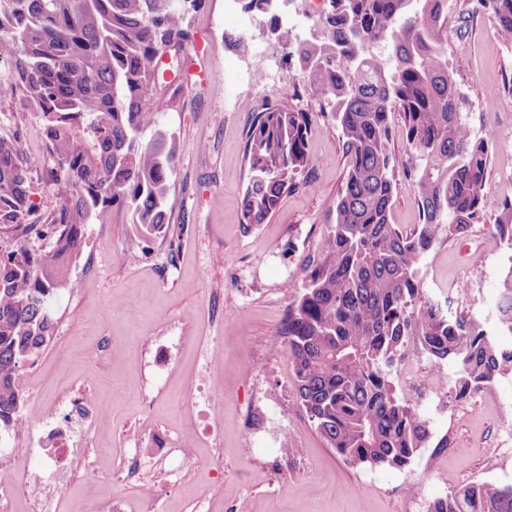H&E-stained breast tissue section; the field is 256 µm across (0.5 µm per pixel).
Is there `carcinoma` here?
Returning a JSON list of instances; mask_svg holds the SVG:
<instances>
[{
  "label": "carcinoma",
  "mask_w": 512,
  "mask_h": 512,
  "mask_svg": "<svg viewBox=\"0 0 512 512\" xmlns=\"http://www.w3.org/2000/svg\"><path fill=\"white\" fill-rule=\"evenodd\" d=\"M512 35V0H467ZM267 18L297 66L288 97L321 94L341 132L349 168L319 260L288 306L298 402L328 447L353 466L402 470L432 437L429 420L401 399L394 373L409 345L438 367L455 365L456 397L512 370V200L498 224L511 265L494 323L480 311L443 308L424 293L421 264L441 237L480 218L489 141L464 121L468 101L442 47L447 0H324L318 33L292 40L273 0H240ZM202 0H0V98L23 91L44 123L51 174L61 186L52 220L31 199L18 143L0 137V226L12 248L0 259V432L20 419L21 364L54 331L53 302L77 262L87 226L126 210L144 237L169 230L177 132L150 100L167 50L192 40L188 15ZM247 131L242 223L264 224L310 164L314 113L277 100L241 101ZM401 136L414 162L391 149ZM401 180L417 187L418 224L390 222ZM50 236L48 252L32 239ZM427 512H512V484L469 483Z\"/></svg>",
  "instance_id": "obj_1"
}]
</instances>
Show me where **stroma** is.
<instances>
[{"mask_svg":"<svg viewBox=\"0 0 512 512\" xmlns=\"http://www.w3.org/2000/svg\"><path fill=\"white\" fill-rule=\"evenodd\" d=\"M323 0H278L291 36L312 39ZM192 41L182 76L159 84L151 107L178 134L174 207L167 236L141 237L129 214L113 207L89 225L80 261L54 307L50 344L22 364V413L33 421L15 435L31 449L18 460L0 456V495L11 512H101L114 498L127 512L150 501L157 512H427L431 500L472 482L512 484V374L457 397L454 369L404 356L395 378L401 397L410 384H439L419 410L444 448L421 449L405 470L345 463L302 411L288 340L280 330L309 262L321 255L330 211L349 166L341 132L323 99L308 93L298 107L315 112L309 172L266 223L245 228L241 197L247 179L243 98L279 100L292 67L283 53L270 75L248 77L250 62L224 39L245 34L270 45L263 19L240 4L203 0L189 16ZM448 66L469 100L468 126L489 140L482 215L461 239H440L421 266L426 294L465 312L494 313L508 264L497 221L512 199V42L494 19L475 15L467 0H448ZM0 137L16 139L30 163L31 194L44 220L57 210L49 182L54 162L43 125L23 97L0 99ZM111 353L89 356L98 338ZM224 391L218 419L199 406L202 373ZM91 396L101 410L83 430L66 418L69 402ZM213 433H206L205 424ZM286 430L287 440L276 439ZM188 445L184 462L147 459L139 478L126 477L133 448L155 437ZM59 441L70 453L42 484L14 493L17 474L42 469L41 446ZM177 469L175 486L159 496Z\"/></svg>","mask_w":512,"mask_h":512,"instance_id":"stroma-1","label":"stroma"}]
</instances>
